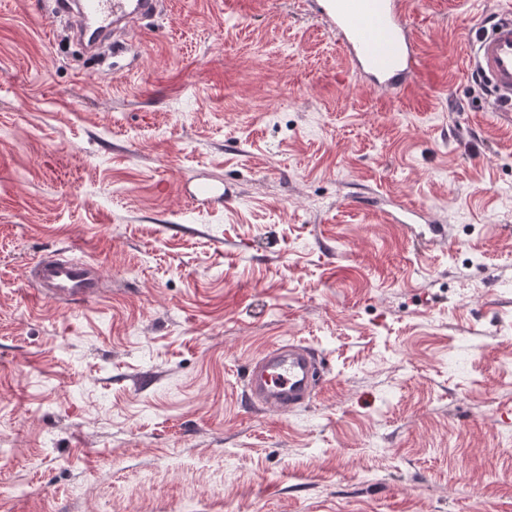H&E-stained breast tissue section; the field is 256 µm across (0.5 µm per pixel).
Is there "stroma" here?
<instances>
[{"label":"stroma","mask_w":512,"mask_h":512,"mask_svg":"<svg viewBox=\"0 0 512 512\" xmlns=\"http://www.w3.org/2000/svg\"><path fill=\"white\" fill-rule=\"evenodd\" d=\"M511 1L409 0L390 98L303 0H164L108 69L0 0V512H512V115L465 35ZM58 249L109 292L37 298ZM288 341L324 381L256 411ZM195 186L193 200L202 205L222 206L231 196L229 189L225 185L223 187V182L220 180L213 182L208 178H201ZM319 373L309 347L300 342L277 344L249 366L247 390L267 410L288 413L311 400Z\"/></svg>","instance_id":"obj_1"}]
</instances>
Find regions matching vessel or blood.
<instances>
[{"label": "vessel or blood", "instance_id": "b4317fda", "mask_svg": "<svg viewBox=\"0 0 512 512\" xmlns=\"http://www.w3.org/2000/svg\"><path fill=\"white\" fill-rule=\"evenodd\" d=\"M156 0H67L78 36L97 41L154 11ZM315 17L332 33L351 70L369 86L392 96L409 93L421 75V55L407 20L406 0H313ZM473 68L489 88L496 111H512V14L472 36ZM231 196L222 181L203 178L194 201L215 206ZM29 284L59 304L94 300L106 292L100 269L76 254L46 255L29 268ZM320 380L311 349L299 342L277 344L254 360L247 390L267 410L288 413L308 403Z\"/></svg>", "mask_w": 512, "mask_h": 512}]
</instances>
